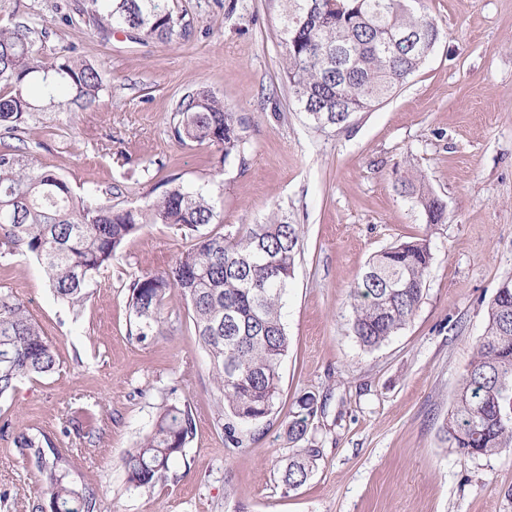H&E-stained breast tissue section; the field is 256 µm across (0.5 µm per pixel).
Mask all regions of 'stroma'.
I'll return each mask as SVG.
<instances>
[{
    "label": "stroma",
    "mask_w": 512,
    "mask_h": 512,
    "mask_svg": "<svg viewBox=\"0 0 512 512\" xmlns=\"http://www.w3.org/2000/svg\"><path fill=\"white\" fill-rule=\"evenodd\" d=\"M84 2L0 0V22L30 8L47 58L69 50L103 79L93 103L35 113L11 146L38 142V164L117 209L146 207L173 181L207 191L220 213L206 227L214 235L287 214L302 228L283 308L290 347L272 414L230 454L224 400L185 300L171 294L161 333L143 340L128 306L130 283L171 267L190 236L145 225L79 307L54 295L36 259L1 255L0 290L24 304L57 366L0 397V512H32L45 498L43 476L14 443L39 431L69 460L74 484L94 492V512H512V451L463 457L445 433L487 307L512 277V0H424L440 38L419 69L386 102L323 131L286 81L275 0H169L189 33L147 44L95 31ZM198 89L242 117L243 162L176 140V105ZM410 172L445 202V223L427 226L399 193ZM414 237L433 255L421 304L394 336L363 347L350 293L376 252ZM307 395L326 404L309 434L322 457L290 491L279 467ZM171 401L190 405L193 435L166 482L132 487L123 458ZM89 414L92 432L70 428Z\"/></svg>",
    "instance_id": "obj_1"
}]
</instances>
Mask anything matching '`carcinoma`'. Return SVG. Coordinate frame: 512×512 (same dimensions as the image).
Instances as JSON below:
<instances>
[{"instance_id": "cac0c4a2", "label": "carcinoma", "mask_w": 512, "mask_h": 512, "mask_svg": "<svg viewBox=\"0 0 512 512\" xmlns=\"http://www.w3.org/2000/svg\"><path fill=\"white\" fill-rule=\"evenodd\" d=\"M413 1L421 2L277 0L284 73L299 111L316 129L343 126L353 113L382 104L419 69L439 30L429 15L410 6ZM86 13L94 28L133 31L142 43L176 42L189 27L185 15L170 11L166 0H89ZM39 26L30 13L0 25V132L10 137L27 124L30 113L91 102L102 90L93 65L69 54L47 61ZM176 113L181 116L174 127L179 141L219 146L225 163L243 158L241 118L212 93L183 96ZM31 155L28 147L0 151V245L10 254L35 256L54 293L70 305L85 301L94 276L143 225L173 224L194 239L172 267L132 281L129 306L137 335L145 338L160 332L171 293L186 300L227 409L225 446L230 453L238 451L245 432L272 413L279 395L281 364L290 345L282 301L301 254L300 225L274 214L243 232L203 233L219 220L213 197L203 190L174 185L145 210H116L91 191L75 194L56 170L35 163ZM399 183L427 224L445 223L446 205L423 177L404 176ZM432 260L428 240L417 238L368 261L351 293L352 329L360 344L378 347L412 319ZM55 366L52 345L23 303L0 291V397ZM300 407L303 413L289 422L288 437L307 446L296 449L280 469L290 491L307 482L321 459V449L308 438L317 400L306 396ZM192 431L188 405H162L152 430L124 459L129 482L149 489L166 481ZM447 436L463 456L512 449V279L488 305L485 333L460 379ZM15 444L23 452L34 451L46 479V499L38 512H93V495L67 480L68 461L50 437L21 433Z\"/></svg>"}]
</instances>
